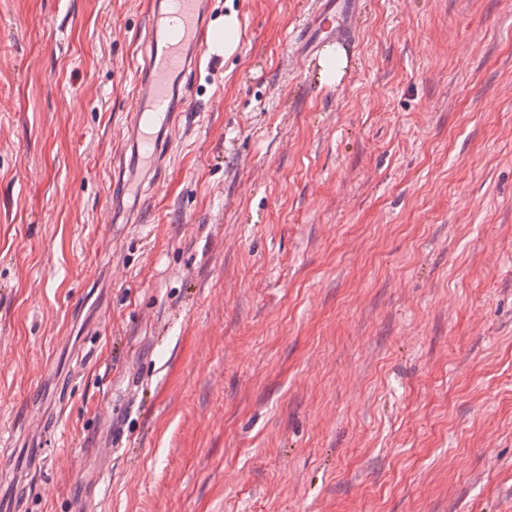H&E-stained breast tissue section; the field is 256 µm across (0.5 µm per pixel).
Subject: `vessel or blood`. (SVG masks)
Wrapping results in <instances>:
<instances>
[{"label":"vessel or blood","instance_id":"b4317fda","mask_svg":"<svg viewBox=\"0 0 512 512\" xmlns=\"http://www.w3.org/2000/svg\"><path fill=\"white\" fill-rule=\"evenodd\" d=\"M360 0H314L291 36L294 54L316 55L324 44L353 42ZM209 0H148L144 39L148 46L134 77L135 112L126 124L128 161L112 181L116 201L131 200L139 211L163 178L173 134L187 111L191 75L208 51Z\"/></svg>","mask_w":512,"mask_h":512}]
</instances>
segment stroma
<instances>
[{
  "label": "stroma",
  "mask_w": 512,
  "mask_h": 512,
  "mask_svg": "<svg viewBox=\"0 0 512 512\" xmlns=\"http://www.w3.org/2000/svg\"><path fill=\"white\" fill-rule=\"evenodd\" d=\"M211 0L130 224L146 0H0V512H512V0ZM360 0H314L311 11L291 36L292 52L313 57L325 43H352L357 35ZM223 32L217 35V47L224 48V57L233 55L240 43V21L233 10L224 14Z\"/></svg>",
  "instance_id": "stroma-1"
}]
</instances>
